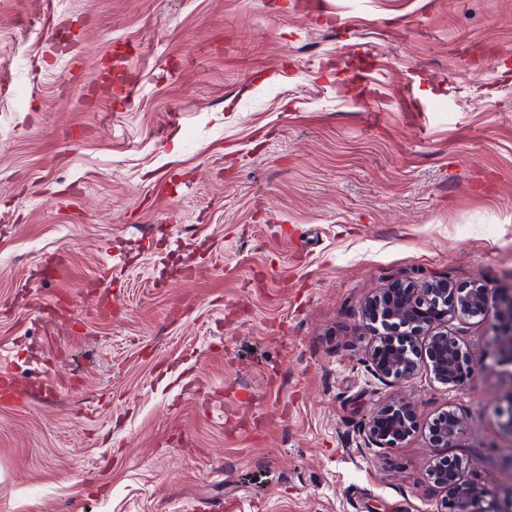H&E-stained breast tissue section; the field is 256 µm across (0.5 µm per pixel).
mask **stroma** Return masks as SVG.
<instances>
[{
  "mask_svg": "<svg viewBox=\"0 0 512 512\" xmlns=\"http://www.w3.org/2000/svg\"><path fill=\"white\" fill-rule=\"evenodd\" d=\"M294 2L0 0V512H433L446 455L512 512L498 320L448 386L361 317L512 281V0ZM417 428L415 408L403 401L380 405L365 424L362 437L369 448H400ZM463 418L454 412L438 415L429 425L430 440L437 448H452L463 433Z\"/></svg>",
  "mask_w": 512,
  "mask_h": 512,
  "instance_id": "obj_1",
  "label": "stroma"
}]
</instances>
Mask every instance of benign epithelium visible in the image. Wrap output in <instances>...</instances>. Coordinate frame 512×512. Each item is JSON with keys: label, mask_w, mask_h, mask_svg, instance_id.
Returning a JSON list of instances; mask_svg holds the SVG:
<instances>
[{"label": "benign epithelium", "mask_w": 512, "mask_h": 512, "mask_svg": "<svg viewBox=\"0 0 512 512\" xmlns=\"http://www.w3.org/2000/svg\"><path fill=\"white\" fill-rule=\"evenodd\" d=\"M494 315L506 336L503 347L512 357V285L488 288L480 283L456 286L446 279L422 282L398 280L375 291L365 302L362 318L378 336L367 355L375 376L400 382L426 370L444 385H457L473 367L469 353L439 323L449 317L461 321ZM463 418L446 412L429 425L430 440L437 448H450L463 433ZM417 428L415 408L403 401L380 405L365 424L362 437L370 448H400ZM428 464L427 476L447 492L436 512H488L482 503L488 491L463 480L461 459Z\"/></svg>", "instance_id": "benign-epithelium-1"}]
</instances>
